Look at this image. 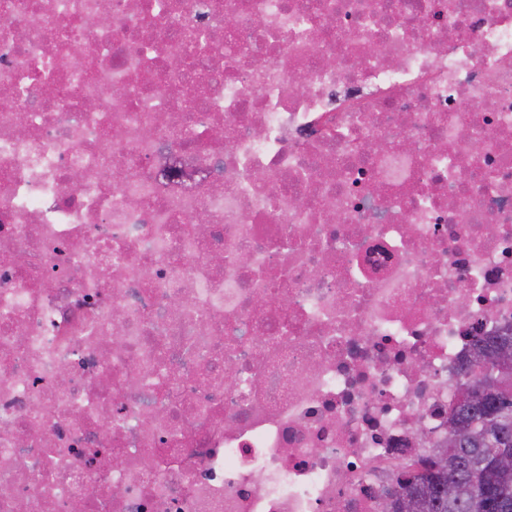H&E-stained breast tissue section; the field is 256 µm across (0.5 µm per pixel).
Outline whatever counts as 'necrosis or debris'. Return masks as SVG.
<instances>
[{
  "mask_svg": "<svg viewBox=\"0 0 512 512\" xmlns=\"http://www.w3.org/2000/svg\"><path fill=\"white\" fill-rule=\"evenodd\" d=\"M157 2L0 0V512H380L512 333V0Z\"/></svg>",
  "mask_w": 512,
  "mask_h": 512,
  "instance_id": "1",
  "label": "necrosis or debris"
}]
</instances>
